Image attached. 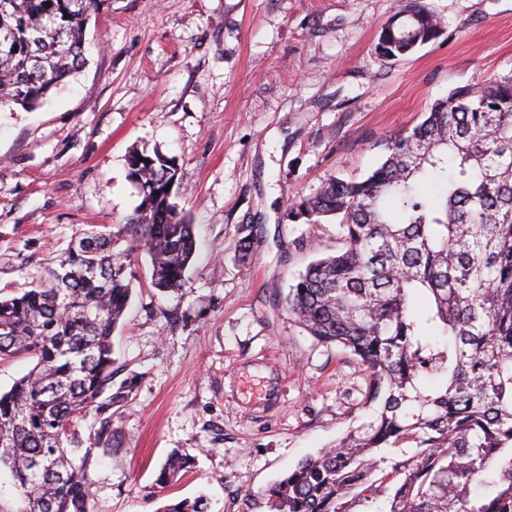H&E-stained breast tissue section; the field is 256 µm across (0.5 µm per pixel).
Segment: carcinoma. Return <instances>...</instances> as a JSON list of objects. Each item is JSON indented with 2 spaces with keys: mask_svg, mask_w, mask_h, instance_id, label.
Here are the masks:
<instances>
[{
  "mask_svg": "<svg viewBox=\"0 0 512 512\" xmlns=\"http://www.w3.org/2000/svg\"><path fill=\"white\" fill-rule=\"evenodd\" d=\"M102 0H0V108L40 106L85 63L84 27ZM391 17L376 53L389 59L442 35L425 0ZM141 202L124 224L78 235L59 268L0 298V359L27 374L0 394V512H91L87 474L112 452V337L132 288L125 237L150 257L161 293L181 286L193 225L172 201V160L136 150ZM294 217L334 220L336 252L288 289V311L317 341L355 356L371 419L268 490L270 512H512V76L486 77L432 103L387 139L364 178L336 177L295 203ZM92 419L84 437L81 422ZM411 444L404 459L383 455ZM192 456L172 451L158 495ZM156 512H208L168 499Z\"/></svg>",
  "mask_w": 512,
  "mask_h": 512,
  "instance_id": "cac0c4a2",
  "label": "carcinoma"
}]
</instances>
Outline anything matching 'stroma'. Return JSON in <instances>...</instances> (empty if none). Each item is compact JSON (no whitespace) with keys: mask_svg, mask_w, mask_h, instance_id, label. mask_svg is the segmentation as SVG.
<instances>
[{"mask_svg":"<svg viewBox=\"0 0 512 512\" xmlns=\"http://www.w3.org/2000/svg\"><path fill=\"white\" fill-rule=\"evenodd\" d=\"M428 2L442 35L384 60L379 29L409 0H105L86 65L39 108L0 110L1 297L39 281L88 225L126 222L141 201L133 150L174 159L197 238L167 294L129 251L112 343L118 379L137 387L88 472L92 512H156L175 449L195 466L168 497L268 512L270 485L370 417L360 361L285 304L294 276L336 248L335 222L289 206L333 176L363 177L448 91L512 76V0ZM244 224L256 228L245 263Z\"/></svg>","mask_w":512,"mask_h":512,"instance_id":"1","label":"stroma"}]
</instances>
